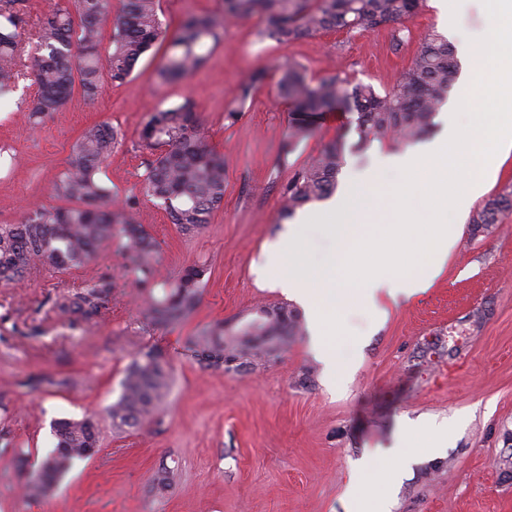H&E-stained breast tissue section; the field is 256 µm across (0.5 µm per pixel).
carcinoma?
Returning a JSON list of instances; mask_svg holds the SVG:
<instances>
[{
    "label": "carcinoma",
    "mask_w": 512,
    "mask_h": 512,
    "mask_svg": "<svg viewBox=\"0 0 512 512\" xmlns=\"http://www.w3.org/2000/svg\"><path fill=\"white\" fill-rule=\"evenodd\" d=\"M0 0V96L14 91L24 72V46L16 5ZM426 0H222L220 13L190 14L172 34L159 17V0H121L111 35L112 52L101 57L103 20L112 12V0H68L67 6L38 21L35 44L34 91L27 102L33 113L54 112L78 90L87 100L100 94L106 81L122 83L157 42H168L165 63L158 71L163 83L188 79L204 63L210 45L224 36L230 21L262 19V38L293 41L332 29L348 32L373 29L418 14ZM258 70L236 90L245 102L255 85L265 80ZM457 79L454 48L431 32L420 40L410 65L388 90L371 84L351 83L331 75L308 76L290 63L277 82L279 94L291 101L290 131L282 151L288 155L307 137L324 112L341 109L354 119L363 140H390L397 145L430 135L434 118ZM141 147L149 151L144 174L145 194L160 202L172 224L184 233L201 230L224 201V157L211 149L203 127L188 100L154 112L145 123ZM121 142L108 124L87 128L72 148V161L54 183L57 197L67 207L38 206L21 224H0V280H21L41 269L58 273L91 262L99 250L120 236L131 255L138 285L152 296L149 316L157 324L171 325L188 318L197 308L207 268L190 265L171 284L157 275V244L130 215L133 203L105 205L109 188L100 180L103 162ZM345 142L338 138L295 170L283 191L281 217L289 219L307 205L330 197L338 185L345 159ZM512 212V185L486 199L470 216L473 231H489ZM112 277L102 275L84 287L57 295L52 308L71 323L89 322L108 308ZM301 331L298 313L286 304L262 308V313L234 329L219 323L186 339V348L212 366L230 354L247 366L269 356L277 345ZM170 377L160 352L141 353L126 372L119 398L108 407L112 425L136 428L152 421L169 394ZM55 447L38 469L25 475L26 496H47L74 460L92 457L99 448L96 421L91 417L54 421Z\"/></svg>",
    "instance_id": "obj_1"
}]
</instances>
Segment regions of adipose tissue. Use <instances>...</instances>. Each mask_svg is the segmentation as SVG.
Here are the masks:
<instances>
[{
	"label": "adipose tissue",
	"instance_id": "ef3b65f1",
	"mask_svg": "<svg viewBox=\"0 0 512 512\" xmlns=\"http://www.w3.org/2000/svg\"><path fill=\"white\" fill-rule=\"evenodd\" d=\"M485 3L491 34L480 48H461L466 73L450 104L444 135L398 154L378 153L372 169L348 178L336 198L306 215L303 225H287L264 250L260 276L306 310L316 332L315 348L329 374L342 370L323 338L335 314L367 306L379 319L386 314L384 301H407L430 288L454 244L449 214L468 210L485 193L500 162L512 155V0ZM461 108L472 109L474 121L459 122L455 112ZM387 171L400 174L402 182L391 214L374 237L367 229L374 217L371 192ZM417 184L439 196L431 218L418 215ZM307 225L332 242L330 251L312 252L303 231ZM420 236L426 238L433 260L418 270H403L398 255ZM367 245L374 249L375 260L354 270L352 255Z\"/></svg>",
	"mask_w": 512,
	"mask_h": 512
}]
</instances>
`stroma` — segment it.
I'll return each mask as SVG.
<instances>
[{
  "label": "stroma",
  "mask_w": 512,
  "mask_h": 512,
  "mask_svg": "<svg viewBox=\"0 0 512 512\" xmlns=\"http://www.w3.org/2000/svg\"><path fill=\"white\" fill-rule=\"evenodd\" d=\"M258 19L225 26L207 63L191 78L162 84L166 44H156L125 83L105 84L97 99L73 93L54 112L29 119L23 80L0 98V224L22 223L34 205H57L53 185L72 146L94 123L117 128L122 144L102 180L114 201H133V217L158 244L163 279L187 266L207 267L195 312L158 325L147 291L134 282L121 238L68 274L46 270L0 281V512H355L347 495L354 466L372 465V497L390 512H512V215L489 232H472L468 215L451 216L457 243L423 295L387 303L384 320L363 308L336 320L331 343L351 371L328 378L311 350L309 330L289 337L267 360L243 370L198 361L187 337L221 322L251 318L258 306L285 302L257 281L254 266L284 228L282 193L293 172L323 146L344 137L346 164L362 169L388 141L359 145L348 113L318 119L295 151L282 155L293 105L277 82L283 65L310 77L333 74L377 90L393 86L422 35H444L433 6L371 31L329 30L290 43L257 37ZM409 42L394 50L396 35ZM266 69L245 103L237 87ZM191 100L211 147L226 165L224 202L209 224L184 234L143 193L147 154L142 129L157 109ZM111 275L108 312L79 324L50 311L62 289ZM158 348L171 379L160 413L140 428H114L106 409L119 397L129 366ZM49 374L58 387L34 390L29 377ZM93 417L100 448L73 462L53 491L23 497L26 471L55 446L54 420ZM427 418L448 429L432 453L423 436H402L405 421ZM417 460L397 484L384 471L397 441Z\"/></svg>",
  "instance_id": "stroma-1"
}]
</instances>
